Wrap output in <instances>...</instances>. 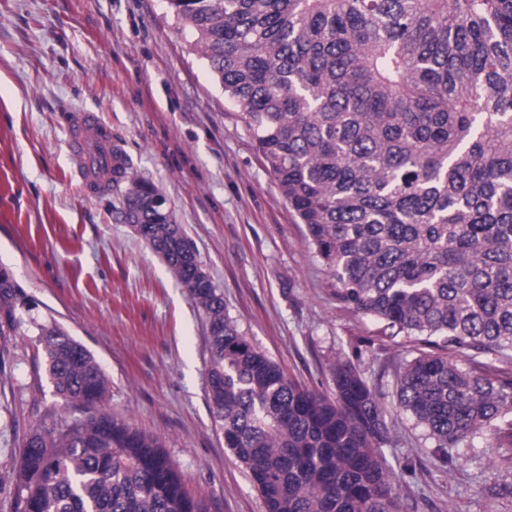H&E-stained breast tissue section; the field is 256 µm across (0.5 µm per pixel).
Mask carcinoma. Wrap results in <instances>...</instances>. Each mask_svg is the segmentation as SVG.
<instances>
[{"instance_id": "obj_1", "label": "carcinoma", "mask_w": 512, "mask_h": 512, "mask_svg": "<svg viewBox=\"0 0 512 512\" xmlns=\"http://www.w3.org/2000/svg\"><path fill=\"white\" fill-rule=\"evenodd\" d=\"M251 131L352 312L403 336L396 406L444 456L512 447V0H168ZM113 219L201 308L206 392L267 512H400L388 412L350 360L334 397L240 333L149 182ZM32 303L0 265V337ZM54 393L84 417L27 434L20 512H206L160 440L97 410L109 381L56 320L35 325Z\"/></svg>"}]
</instances>
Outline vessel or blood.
Listing matches in <instances>:
<instances>
[{
    "mask_svg": "<svg viewBox=\"0 0 512 512\" xmlns=\"http://www.w3.org/2000/svg\"><path fill=\"white\" fill-rule=\"evenodd\" d=\"M68 145L87 195L100 196L112 189V171L122 165L126 153L112 129L96 113L78 111L67 123Z\"/></svg>",
    "mask_w": 512,
    "mask_h": 512,
    "instance_id": "vessel-or-blood-1",
    "label": "vessel or blood"
}]
</instances>
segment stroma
Returning <instances> with one entry per match:
<instances>
[{
	"label": "stroma",
	"mask_w": 512,
	"mask_h": 512,
	"mask_svg": "<svg viewBox=\"0 0 512 512\" xmlns=\"http://www.w3.org/2000/svg\"><path fill=\"white\" fill-rule=\"evenodd\" d=\"M80 110L111 125L134 173L165 198L255 347L320 392L336 359L360 368L392 410L384 452L404 512H512V497L490 505L482 493L512 483L499 448L479 440L450 449L443 464L425 431L394 413L404 337L337 301L304 225L167 0H0V262L36 301L4 339L0 512H18L13 475L26 434L77 415L37 349L35 326L52 319L101 365L105 408L163 441L208 512H265L214 425L202 310L130 225L114 221L111 196L83 194L65 144Z\"/></svg>",
	"instance_id": "35a3bbf8"
}]
</instances>
